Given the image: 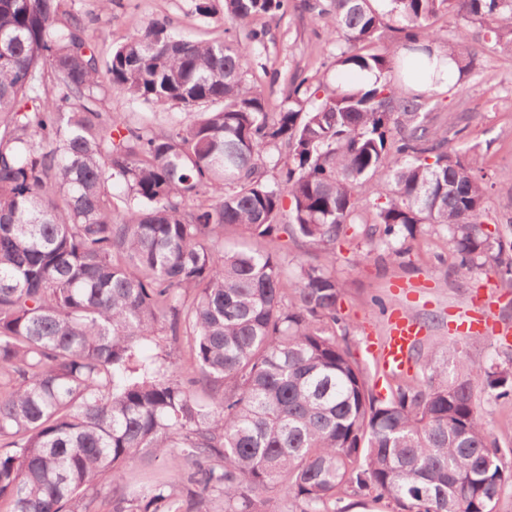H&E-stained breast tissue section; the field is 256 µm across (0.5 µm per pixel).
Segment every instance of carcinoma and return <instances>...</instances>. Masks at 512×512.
<instances>
[{"label":"carcinoma","mask_w":512,"mask_h":512,"mask_svg":"<svg viewBox=\"0 0 512 512\" xmlns=\"http://www.w3.org/2000/svg\"><path fill=\"white\" fill-rule=\"evenodd\" d=\"M303 0L342 41L329 92L293 81L266 110L245 76L264 68L254 17L288 0H224V42L147 23L105 66L66 0H0V501L10 512H498L512 473L474 399L512 398V370L463 356L421 362L416 385L367 387L328 271L376 195L380 243L422 224L448 233L456 272L493 262L512 281V241L482 228L489 178L431 124L433 58L472 66L441 14L512 49V0ZM402 22L392 27L389 20ZM393 29L390 49H374ZM428 62L417 67L416 59ZM188 119L157 131L102 109L103 86ZM276 176L265 178V169ZM385 175L391 188L375 189ZM289 224L278 223L284 201ZM235 229L255 248L224 250ZM326 248L283 268L280 233ZM187 340L177 373L149 353ZM151 450L149 477L139 452Z\"/></svg>","instance_id":"1"}]
</instances>
